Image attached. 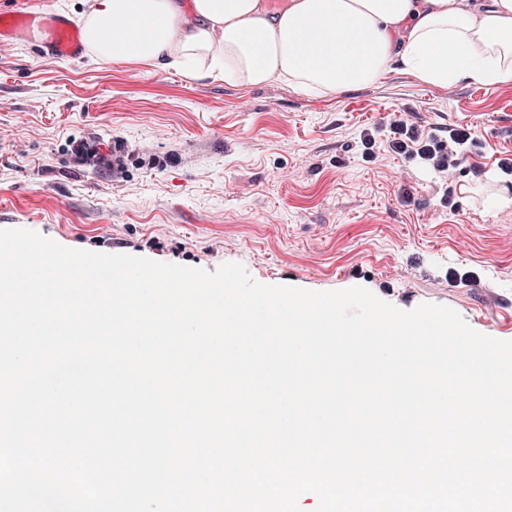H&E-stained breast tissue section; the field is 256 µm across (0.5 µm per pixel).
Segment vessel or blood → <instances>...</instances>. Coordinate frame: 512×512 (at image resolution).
<instances>
[{"instance_id": "1", "label": "vessel or blood", "mask_w": 512, "mask_h": 512, "mask_svg": "<svg viewBox=\"0 0 512 512\" xmlns=\"http://www.w3.org/2000/svg\"><path fill=\"white\" fill-rule=\"evenodd\" d=\"M36 45L54 58L78 61L85 44L80 28L54 12H34L18 0L16 6L0 12V47L17 42Z\"/></svg>"}]
</instances>
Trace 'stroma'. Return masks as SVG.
<instances>
[{
	"label": "stroma",
	"mask_w": 512,
	"mask_h": 512,
	"mask_svg": "<svg viewBox=\"0 0 512 512\" xmlns=\"http://www.w3.org/2000/svg\"><path fill=\"white\" fill-rule=\"evenodd\" d=\"M396 114L483 139L481 178H462L458 210L433 176L381 152L363 161L362 126ZM124 143L118 174L75 148ZM512 150V82L426 84L395 67L374 85L307 94L197 81L180 70L0 52V229L63 246L215 271L242 264L266 285L361 286L409 311L455 310L512 340V206L487 188Z\"/></svg>",
	"instance_id": "1"
}]
</instances>
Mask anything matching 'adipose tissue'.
Wrapping results in <instances>:
<instances>
[{
    "label": "adipose tissue",
    "mask_w": 512,
    "mask_h": 512,
    "mask_svg": "<svg viewBox=\"0 0 512 512\" xmlns=\"http://www.w3.org/2000/svg\"><path fill=\"white\" fill-rule=\"evenodd\" d=\"M95 58L177 67L195 80L285 82L322 94L376 84L392 65L422 82L512 81V0H92Z\"/></svg>",
    "instance_id": "ef3b65f1"
}]
</instances>
